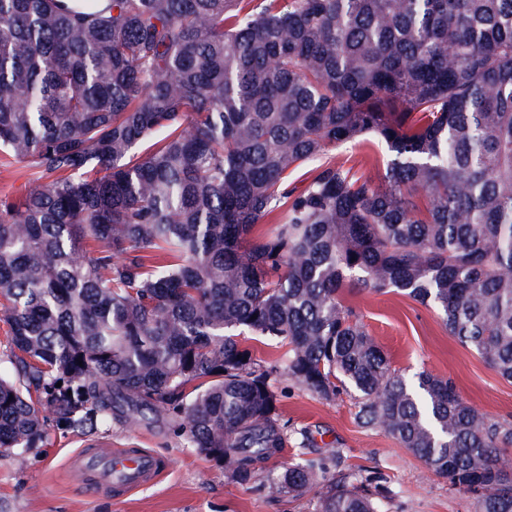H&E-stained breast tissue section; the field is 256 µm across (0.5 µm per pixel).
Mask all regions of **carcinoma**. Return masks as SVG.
Segmentation results:
<instances>
[{"label":"carcinoma","instance_id":"1","mask_svg":"<svg viewBox=\"0 0 512 512\" xmlns=\"http://www.w3.org/2000/svg\"><path fill=\"white\" fill-rule=\"evenodd\" d=\"M366 135L379 182L323 161ZM0 151L34 170L0 194L1 453L164 414L244 489L382 512L337 450L265 476L287 376L512 512V422L343 304H428L512 380V0H0Z\"/></svg>","mask_w":512,"mask_h":512}]
</instances>
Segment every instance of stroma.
Here are the masks:
<instances>
[{
    "mask_svg": "<svg viewBox=\"0 0 512 512\" xmlns=\"http://www.w3.org/2000/svg\"><path fill=\"white\" fill-rule=\"evenodd\" d=\"M327 159L375 179L388 156L365 143L330 150ZM344 303L357 313L396 371L407 375L425 369L452 379L468 405L512 422V381L451 336L434 308L396 292H349ZM277 392L290 439L270 462L271 472L282 471L299 453L313 458L337 449L344 468L380 477L389 491L386 512H474L472 494L451 489L391 436L361 427L354 396L326 401L288 379L281 380ZM304 435L311 444L303 451L298 442ZM97 436L119 444L133 441L162 455L170 463L166 478L120 502L88 494L67 467L68 458L84 444V435L54 428L39 448L0 454V512H312L316 502L311 492L271 498L260 489H242L204 453L183 447L162 414L135 430L113 421Z\"/></svg>",
    "mask_w": 512,
    "mask_h": 512,
    "instance_id": "stroma-1",
    "label": "stroma"
}]
</instances>
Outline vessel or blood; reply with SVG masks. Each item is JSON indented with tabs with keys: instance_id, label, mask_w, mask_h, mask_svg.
I'll return each instance as SVG.
<instances>
[{
	"instance_id": "1",
	"label": "vessel or blood",
	"mask_w": 512,
	"mask_h": 512,
	"mask_svg": "<svg viewBox=\"0 0 512 512\" xmlns=\"http://www.w3.org/2000/svg\"><path fill=\"white\" fill-rule=\"evenodd\" d=\"M84 490L123 500L132 490L155 483L167 471L166 459L143 448H119L91 439L70 459Z\"/></svg>"
}]
</instances>
